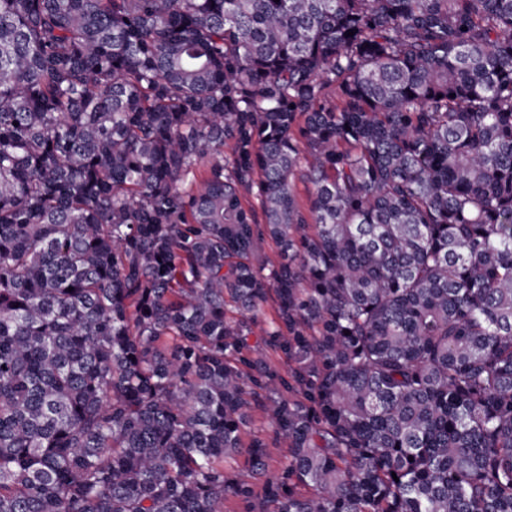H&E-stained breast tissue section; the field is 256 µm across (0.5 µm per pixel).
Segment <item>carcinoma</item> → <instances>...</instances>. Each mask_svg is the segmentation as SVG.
<instances>
[{
    "label": "carcinoma",
    "instance_id": "carcinoma-1",
    "mask_svg": "<svg viewBox=\"0 0 512 512\" xmlns=\"http://www.w3.org/2000/svg\"><path fill=\"white\" fill-rule=\"evenodd\" d=\"M229 500L512 512V0H0V512ZM251 428L252 431L260 433L268 443L269 473L272 474L280 464L288 458V443L282 439L276 438L273 425L260 408H256L252 412Z\"/></svg>",
    "mask_w": 512,
    "mask_h": 512
}]
</instances>
